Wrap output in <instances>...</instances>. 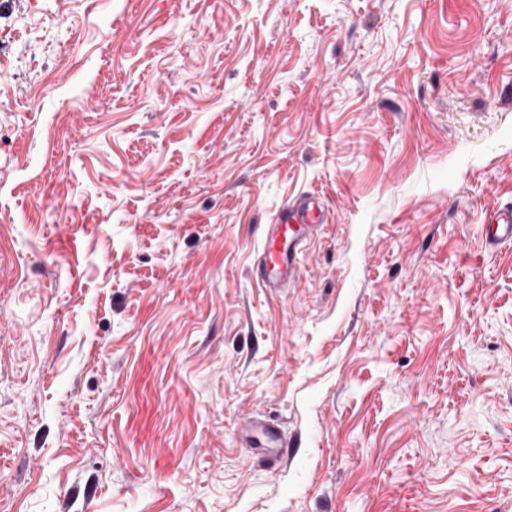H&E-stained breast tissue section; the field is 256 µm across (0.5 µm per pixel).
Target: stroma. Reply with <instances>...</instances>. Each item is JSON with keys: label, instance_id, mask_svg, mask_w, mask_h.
Segmentation results:
<instances>
[{"label": "stroma", "instance_id": "1", "mask_svg": "<svg viewBox=\"0 0 512 512\" xmlns=\"http://www.w3.org/2000/svg\"><path fill=\"white\" fill-rule=\"evenodd\" d=\"M505 203L512 0H0V512H512ZM327 222V212L320 202L301 196L278 211L274 224H267L256 276L267 294L279 296L295 283L303 246ZM486 234V245L490 250L512 242V206L498 207L490 214ZM242 432L250 448H282L284 441L277 426L265 420L251 419L244 423Z\"/></svg>", "mask_w": 512, "mask_h": 512}]
</instances>
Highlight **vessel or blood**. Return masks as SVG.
Returning <instances> with one entry per match:
<instances>
[{
    "mask_svg": "<svg viewBox=\"0 0 512 512\" xmlns=\"http://www.w3.org/2000/svg\"><path fill=\"white\" fill-rule=\"evenodd\" d=\"M327 221L325 209L312 197H299L278 211L274 224L268 225L262 239L261 261L257 267L256 280L267 294L280 295L295 283L300 252ZM489 221L486 234L489 249L512 242V206L497 208ZM242 431L251 447L280 448L284 445L279 428L267 421L248 420Z\"/></svg>",
    "mask_w": 512,
    "mask_h": 512,
    "instance_id": "b4317fda",
    "label": "vessel or blood"
}]
</instances>
